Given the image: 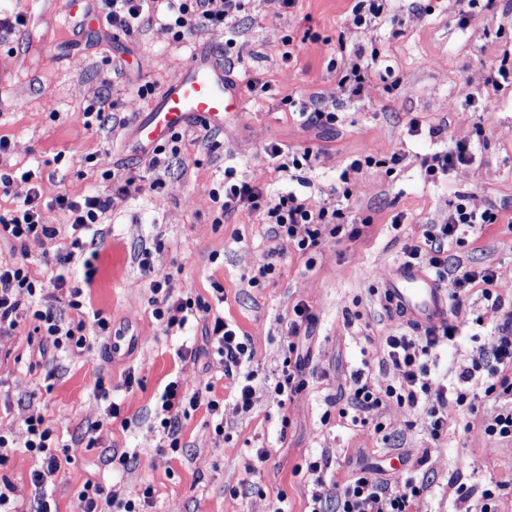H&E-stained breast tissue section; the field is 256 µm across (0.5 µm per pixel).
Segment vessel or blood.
<instances>
[{
	"instance_id": "1",
	"label": "vessel or blood",
	"mask_w": 512,
	"mask_h": 512,
	"mask_svg": "<svg viewBox=\"0 0 512 512\" xmlns=\"http://www.w3.org/2000/svg\"><path fill=\"white\" fill-rule=\"evenodd\" d=\"M238 84L229 79L213 50L196 44L187 66L153 101L134 128L132 138L147 151L171 132L193 123L223 130L224 115L243 111ZM381 299L392 316L413 331H424L448 319V290L423 268L404 262L382 279Z\"/></svg>"
}]
</instances>
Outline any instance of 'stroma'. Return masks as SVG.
Instances as JSON below:
<instances>
[{"label": "stroma", "instance_id": "obj_1", "mask_svg": "<svg viewBox=\"0 0 512 512\" xmlns=\"http://www.w3.org/2000/svg\"><path fill=\"white\" fill-rule=\"evenodd\" d=\"M51 2L52 24L38 20L11 37L25 45L27 59L14 80L20 103L0 114V137L10 142L0 169L39 168L40 220L57 226L67 221L51 204L57 195L111 193L97 163L143 168L144 179L140 191L116 199L105 214L96 273L86 291L92 308L111 319L113 333L132 337V344L110 356L97 347L59 350L35 333V320L25 314L12 354L0 361V432L18 444L0 467V479L11 482L25 512H36L41 499L30 480L40 460L21 447L26 419L35 411L71 457L51 488L57 512H77L78 493L88 481L119 500L152 487L148 512H306L308 465L322 457L328 476L339 483L358 460L423 479L428 489L416 512H454L459 495L476 496L496 483L506 486L499 512H512V442L484 433L479 417L489 412L488 404H479L474 415L450 412L448 430L437 440L423 413L393 402L372 412L366 426L339 414L357 369H366L377 387L398 380V371L383 361V338L398 323L381 305L380 279L403 261L405 242L421 236L424 225L443 221L459 195H474L478 207L494 208L500 220L462 228L448 246L450 262L495 270L504 303L492 307L477 287L452 303V314L469 326L438 352L439 369L490 352L495 328L512 312V89L499 92L496 108L484 112L479 105L487 89L468 82L483 65L512 54V0H494L489 12L464 27L454 0H393L391 18L352 31L346 28L352 0H297L291 9L277 0H245L230 27L208 29L198 39L233 60L231 76L239 85L257 78L265 90L245 88L243 111L225 113L223 131L183 129L179 156L151 171L129 137L151 104L137 89L149 83L161 93L187 65L194 43L173 41L156 20L128 35H109L103 17L81 20L72 0ZM80 20L87 33L82 43L72 38ZM343 32L349 44L373 42L383 52L358 99L336 88ZM287 36L293 39L289 48ZM104 97L112 105L105 124L84 126V109ZM316 98L335 101V127H312L299 116V104ZM414 120L447 126L453 137L480 127L473 163L447 177H425L422 158L443 145L409 136ZM272 142L314 147L320 157L313 168L280 172L265 152ZM395 154L400 161L393 165ZM364 156L375 164L352 173L357 188L345 203L356 220L370 222L359 238L343 231L305 253L285 248L274 273L262 278L258 264L271 245L263 212L214 221L210 190L225 168L269 195L292 190L315 204L340 189L341 171ZM158 177L165 186L156 193L150 185ZM399 213L404 221L396 229L391 220ZM63 246L60 240L0 242V261L27 253L33 274L46 281L51 269L44 257ZM145 247L153 254L150 273L139 265ZM166 274L176 293L201 298L248 336L252 359L245 369L254 375L249 410L237 407V380L225 375L200 323L168 332L154 319L150 282ZM298 304L315 317L300 340L306 384L283 403L273 386ZM181 351L194 352V359L180 361ZM129 374L135 381L128 389L123 380ZM178 376L187 392L208 385L223 400L224 431L215 433V419L198 409L181 420L180 446L171 451L155 407ZM100 380L112 389L109 400L96 389ZM111 401L119 403L123 420L92 441L93 424ZM378 422L384 433L374 431ZM260 448L270 451L262 463L255 458Z\"/></svg>", "mask_w": 512, "mask_h": 512}]
</instances>
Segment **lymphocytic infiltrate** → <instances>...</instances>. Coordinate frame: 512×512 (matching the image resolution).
<instances>
[{
	"label": "lymphocytic infiltrate",
	"instance_id": "obj_1",
	"mask_svg": "<svg viewBox=\"0 0 512 512\" xmlns=\"http://www.w3.org/2000/svg\"><path fill=\"white\" fill-rule=\"evenodd\" d=\"M107 29L132 33L135 28L151 18L156 8H163L166 28L174 41L181 42L198 33L226 26L242 8V0H99ZM338 51L342 56L337 90L351 97L362 96L369 83V74L377 64L381 52L378 47L348 46L339 40ZM476 143L472 136L449 139L446 148L427 156L422 167L427 177L448 175L468 165ZM103 180L113 185L112 193L103 196L89 193L80 197L61 194L55 197V206L67 213L69 224L61 229L40 221L43 194L37 170L0 172V194L8 193L14 183L26 184L23 202L15 208L0 210V239L26 243L29 239L54 240L61 232H68L71 249L56 253L53 264L58 272L51 282L55 290L65 292L68 306L78 314L77 320L67 322L52 309L36 308L37 299L43 298L45 288L30 270L28 257H20L9 264H0V350L13 340L18 319L23 308H30L37 321L38 332L50 340L55 348L85 350L88 347L87 330L107 335L111 322L102 312L87 309L84 290L79 285L68 284L63 270L72 259L73 252L85 248L87 240L96 239L101 217L110 209L114 198L127 195L138 188L143 180L133 169L104 168ZM210 196L218 208L216 223H223L225 215L243 210H265L271 225V233L278 245L269 249L259 266L260 275L272 274L275 260L280 255V245H287L302 252L317 248L325 236L337 233V225L346 214L335 200L327 198L317 205L300 200L294 192H286L277 198H268L258 185L237 179L234 169L224 171V178ZM499 215L489 208H478L470 197H459L441 223L427 225L423 243L408 242L404 245L406 261L417 264L439 276H449L453 298L469 293L472 285L483 283V295L493 306H500L501 298L494 291L497 275L491 268L464 270L456 274L448 272V245L456 237L460 227L497 223ZM151 291L155 296L154 318L166 328L185 326L190 318L209 307L201 299H193L174 292L169 277L152 280ZM313 320L309 309L296 305L288 322L289 342L283 368L275 383L277 396L291 398L304 385L302 360L297 357L296 340L303 327ZM467 326L466 321L451 320L420 334L393 331L383 339L386 364L396 369L400 377L396 383L383 388L370 384L364 372H356L353 386L347 397L353 421H360L363 414L374 411L386 402L393 401L410 412H424L432 438H440L448 427V412H474L478 396L471 393L469 383L476 372L486 371L485 398L492 400L494 409L482 421L485 433L512 441V320H505L495 331L496 345L490 357H477L470 365L459 367L454 381H447L435 372L434 354L440 347L453 343ZM225 373L241 369L248 360V339L238 329L217 317L205 329ZM179 382L172 381L165 387L159 406L163 415L162 425L168 436L169 448L179 446L178 426L181 418L191 412L205 409L213 417L224 414V403L196 391L183 394ZM27 436L24 447L31 455L40 457L41 466L34 470L31 480L36 487H44L60 473L61 456L53 454V430L43 414L35 413L27 419ZM327 462L310 463L315 488L311 493L310 512H323V501L335 497L336 512H413L417 498L425 490V484L417 478L381 477L379 470L360 467L352 470L345 483L327 480ZM152 497L151 489H144L141 496L126 500H113L105 495L98 484L85 483L78 495L79 512H145Z\"/></svg>",
	"mask_w": 512,
	"mask_h": 512
}]
</instances>
